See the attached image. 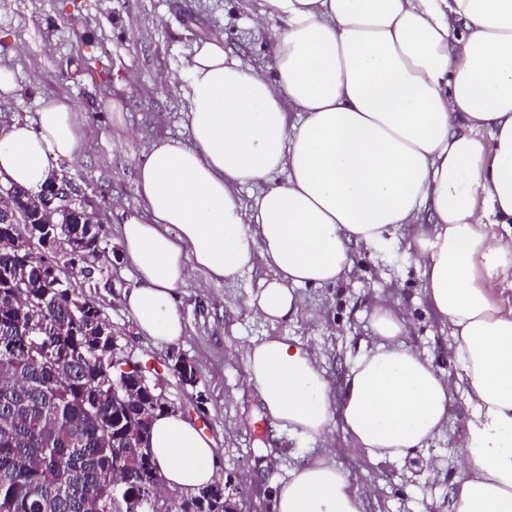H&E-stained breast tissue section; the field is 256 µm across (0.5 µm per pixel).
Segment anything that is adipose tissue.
Masks as SVG:
<instances>
[{
	"instance_id": "ef3b65f1",
	"label": "adipose tissue",
	"mask_w": 512,
	"mask_h": 512,
	"mask_svg": "<svg viewBox=\"0 0 512 512\" xmlns=\"http://www.w3.org/2000/svg\"><path fill=\"white\" fill-rule=\"evenodd\" d=\"M255 19L268 27L274 79L223 35L197 40L189 136L153 140L137 168L143 210L115 209L137 273L124 301L138 332L181 339L192 268L233 281L263 264L270 276L249 308L294 320L299 289L347 279L351 247L408 227L457 380L403 343V309L380 305V341L351 365L342 397L316 349L286 336L248 347V382L282 426L324 442L340 417L377 460L423 447L465 388L451 512H512V0H260ZM80 139L73 106L42 98L35 121L0 128V183L41 192ZM247 185L258 188L248 205ZM151 448L165 489L211 482L213 442L192 421L157 417ZM274 510L364 512V502L326 451L291 472Z\"/></svg>"
}]
</instances>
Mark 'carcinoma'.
Instances as JSON below:
<instances>
[{"mask_svg": "<svg viewBox=\"0 0 512 512\" xmlns=\"http://www.w3.org/2000/svg\"><path fill=\"white\" fill-rule=\"evenodd\" d=\"M55 263L90 279L95 267L62 249ZM28 288L0 287V316L23 309L45 335L1 336L0 512H169L176 493L149 491L151 470L133 448L112 445V423L150 430L156 416L134 401L112 402V353L72 333L74 316L98 314L74 288H52L39 263ZM210 512H224V485L206 487Z\"/></svg>", "mask_w": 512, "mask_h": 512, "instance_id": "cac0c4a2", "label": "carcinoma"}]
</instances>
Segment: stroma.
Returning a JSON list of instances; mask_svg holds the SVG:
<instances>
[{
  "label": "stroma",
  "instance_id": "stroma-1",
  "mask_svg": "<svg viewBox=\"0 0 512 512\" xmlns=\"http://www.w3.org/2000/svg\"><path fill=\"white\" fill-rule=\"evenodd\" d=\"M245 0H0V66L17 73L19 90L0 123L18 116L35 120L42 96L65 99L77 111L84 137L60 166L82 197L110 212L142 206L136 173L152 140L188 136L182 102L199 38L223 34L231 47L272 76L268 34L252 23ZM406 230L375 247L352 249L355 273L321 288L300 289L301 311L271 324L247 306L269 271L264 265L237 281L204 283L189 271L178 309L186 334L175 344L141 336L123 301L135 282L120 256L101 258V275L78 279V292L94 301L114 332L148 368L156 370L166 396L213 440L218 480H234L245 512H273L272 496L295 468L322 451L321 442L289 431L263 415L247 383L245 346L268 336L316 345L335 393L348 368L372 350L373 309L400 302L412 324L407 346L432 361L441 379L461 372L452 338L432 311ZM196 369L195 385L173 371L176 358ZM469 420L465 390L455 391L447 428L403 460H374L356 448L341 419L331 426V448L365 503L366 512H449L453 482L461 470L457 445Z\"/></svg>",
  "mask_w": 512,
  "mask_h": 512
}]
</instances>
